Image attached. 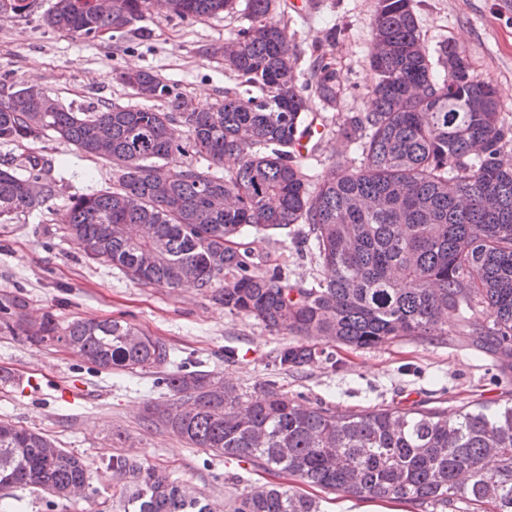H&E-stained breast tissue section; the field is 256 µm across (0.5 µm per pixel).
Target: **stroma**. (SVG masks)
Wrapping results in <instances>:
<instances>
[{"mask_svg": "<svg viewBox=\"0 0 512 512\" xmlns=\"http://www.w3.org/2000/svg\"><path fill=\"white\" fill-rule=\"evenodd\" d=\"M53 0H34L21 15H0V103L11 86L35 84L73 111L102 104L133 105L132 90L116 73L146 69L177 86L189 101L207 105L224 100L236 77L205 47L223 42L247 25L246 12L201 19L151 15L140 29L120 37L90 39L45 25ZM316 8L275 0L274 19L285 24L307 75L315 45L327 44L330 27L341 34L327 44L344 93L337 106L315 103L323 119L318 151L306 158L309 175L331 174L346 148L338 135L340 117L367 104L373 50L372 23L377 0H316ZM430 53L458 46L479 78L495 86L500 110L512 123V8L503 0H412ZM45 163L43 176L55 186L44 205L0 223V296L22 297L29 312L74 319H117L135 324L168 343L188 369L224 374L243 393L267 380L284 385L289 396L309 407L341 411L416 404L455 410L467 401L512 396V378L502 374L495 356L461 336L405 337L375 349L327 347L317 362L284 372L275 364L292 336L271 333L248 317L232 315L194 287H142L112 266L89 260L80 245L64 237L61 217L72 195L112 185V168L79 153L54 135L19 147L0 143V168L25 174L30 157ZM256 272L280 264L290 278L312 282L324 271L292 238L245 234ZM235 358L225 361L226 351ZM155 374L131 377L92 373L79 357L61 347L37 348L0 331V420L44 433L57 447L80 456L98 470L113 454L124 453L163 468L170 479L202 491L216 512L224 499L263 483L265 474L250 465L190 447L172 433L150 427L147 404H163L169 391Z\"/></svg>", "mask_w": 512, "mask_h": 512, "instance_id": "obj_1", "label": "stroma"}]
</instances>
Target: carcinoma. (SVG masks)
I'll return each mask as SVG.
<instances>
[{
    "label": "carcinoma",
    "instance_id": "1",
    "mask_svg": "<svg viewBox=\"0 0 512 512\" xmlns=\"http://www.w3.org/2000/svg\"><path fill=\"white\" fill-rule=\"evenodd\" d=\"M272 0H246L249 24L211 50L247 89L224 90V103L187 110L177 88L145 71L117 79L152 107L102 105L73 112L45 93L21 87L0 104V143L22 146L49 132L79 152L112 165V187L75 194L62 232L85 255L142 286L186 284L234 315L272 332L371 349L402 337L455 332L512 371V124L498 92L480 80L454 45L440 49L438 76L411 0H378L370 105L345 116L340 134L359 164L309 190L311 176L295 143L314 125L312 97L334 106L340 78L324 46L301 81L296 55ZM237 0H55L45 24L84 38L134 30L152 14L205 18L233 13ZM187 128V141L176 125ZM193 153L229 164L217 176L193 165L169 167ZM20 178L0 169V211L34 209L54 195L33 157ZM297 224L327 270L310 284L276 265L254 271L246 232L285 237ZM491 318L486 323L483 317ZM0 329L30 344H58L95 372L161 373L171 393L147 419L213 456L251 465L275 481L227 500L225 512H322L299 486L362 500L448 509L512 512V397L467 402L453 415L436 408L341 412L304 408L275 381L259 384L247 407L236 385L211 371H187L169 346L120 320H73L28 314L19 296L0 298ZM324 353L305 343L283 347L288 370ZM106 470L112 498L95 512H214L201 492L125 454ZM49 493L50 512L90 488L84 461L44 434L0 420V512H20L18 487Z\"/></svg>",
    "mask_w": 512,
    "mask_h": 512
}]
</instances>
